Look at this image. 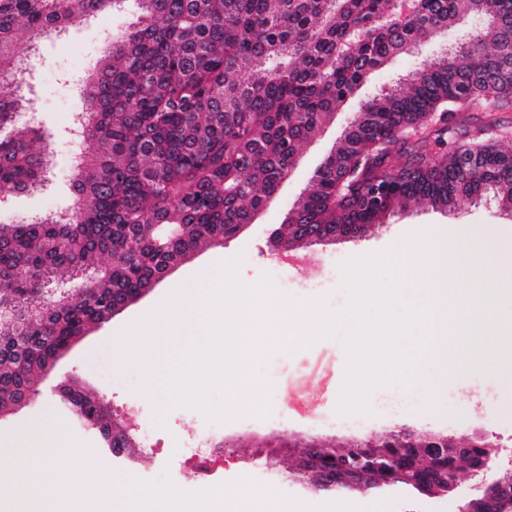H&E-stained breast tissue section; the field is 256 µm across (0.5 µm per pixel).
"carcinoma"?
I'll return each instance as SVG.
<instances>
[{
  "label": "carcinoma",
  "mask_w": 512,
  "mask_h": 512,
  "mask_svg": "<svg viewBox=\"0 0 512 512\" xmlns=\"http://www.w3.org/2000/svg\"><path fill=\"white\" fill-rule=\"evenodd\" d=\"M130 1L135 21L82 84L91 110L69 217L0 224V306L11 312L0 322L1 417L42 395L46 367L113 303L250 223L373 71L464 19L477 22L468 40L360 105L276 238L290 249L300 234L490 194L512 212V0H0V193L32 192L46 174L49 136L19 121L31 100L15 79L17 45L35 50ZM78 266L92 281L51 298ZM98 398L72 388L53 400L115 457L128 435ZM400 437L377 439V464L398 463ZM326 448L327 465L344 458L338 479L361 468ZM416 465L464 471L453 452L439 471Z\"/></svg>",
  "instance_id": "carcinoma-1"
}]
</instances>
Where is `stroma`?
<instances>
[{
  "label": "stroma",
  "mask_w": 512,
  "mask_h": 512,
  "mask_svg": "<svg viewBox=\"0 0 512 512\" xmlns=\"http://www.w3.org/2000/svg\"><path fill=\"white\" fill-rule=\"evenodd\" d=\"M130 19V11H107L77 23L64 38L43 41L39 55L30 62L31 83L38 124L52 137L55 177L42 192L0 196V223L71 206V146L65 130L69 124L68 98L77 77L75 68L82 59L97 60L105 49V39ZM469 29L468 23H457L421 44L415 53L395 57L369 75L359 98L395 83L444 45L466 39ZM357 109V100H353L336 112L308 144L288 181L246 230L224 244L197 251L146 297L81 337L57 362L54 377H75L85 389L106 394L132 433L153 429L158 453L116 462L78 432L43 395L16 414L0 419V462L10 463L19 438L36 427L44 445L57 446L58 464L71 465L79 455L92 458L101 471L111 472L113 491L118 495L126 493L124 476L130 472L167 508L177 492L187 490L207 498L218 491L235 493L246 482L267 487L276 497L300 499L304 512H334L335 496L309 491L290 476L291 461L280 446L281 440L296 437L343 442L375 437L404 424L423 437L443 434L468 440L483 436L512 449V391L478 371L470 380V394H462L446 377L443 361L436 357L426 359L421 366L424 386L414 390L417 404L410 411L393 415L375 404L367 415L339 414L348 365L343 336L352 329L348 320L338 335L317 338L305 346L262 345L252 357L255 371L250 376L261 397L260 405L234 411L221 420L193 407L172 404L167 390L150 384L143 366L124 356L129 335L141 329L150 313L171 298L196 297L203 279L219 276L224 262H236L243 287L274 289L287 297L292 308L317 302L328 310L340 311L348 302L341 288L340 265L348 258L385 251L399 254L405 246L418 243L420 231L431 227L470 228L473 236L467 246L476 257L482 252L483 231L490 229L512 240V218L495 202L474 205L464 201L447 213L424 205L395 212L364 238L273 251L268 244L271 228L281 224L298 201ZM221 441L227 444L223 466L209 481L196 479L185 461L184 449L210 448Z\"/></svg>",
  "instance_id": "1"
}]
</instances>
